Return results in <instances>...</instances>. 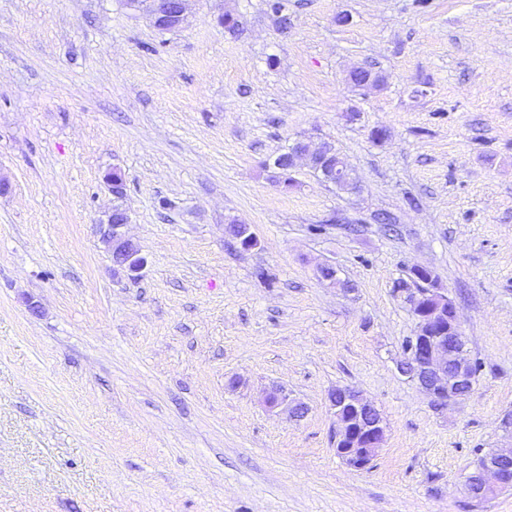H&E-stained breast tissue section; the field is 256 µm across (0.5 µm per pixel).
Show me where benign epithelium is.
<instances>
[{
    "instance_id": "1",
    "label": "benign epithelium",
    "mask_w": 512,
    "mask_h": 512,
    "mask_svg": "<svg viewBox=\"0 0 512 512\" xmlns=\"http://www.w3.org/2000/svg\"><path fill=\"white\" fill-rule=\"evenodd\" d=\"M130 9L147 15L159 30L182 27L186 0H127ZM129 222L126 212L107 215L100 221L102 237L112 249L113 262L131 273L138 272L144 259L139 249L124 237L121 228ZM409 279L419 284L405 291V300L417 319V329L402 364L403 372L415 380L440 405L466 394L472 387L470 355L461 319L455 305L424 267H414ZM331 403L339 422L336 453L356 470L366 468L385 439V423L374 403L359 391L338 388ZM512 448L496 451L475 474L467 476L464 489L476 499L512 489Z\"/></svg>"
}]
</instances>
